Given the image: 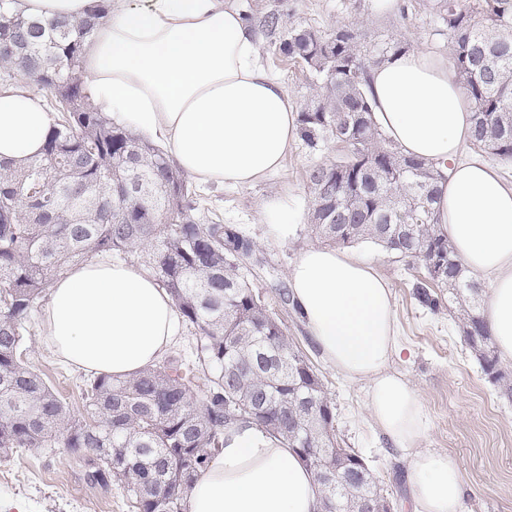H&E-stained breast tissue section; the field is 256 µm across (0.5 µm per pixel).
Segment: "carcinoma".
Returning <instances> with one entry per match:
<instances>
[{
    "mask_svg": "<svg viewBox=\"0 0 512 512\" xmlns=\"http://www.w3.org/2000/svg\"><path fill=\"white\" fill-rule=\"evenodd\" d=\"M12 2L0 0V41L17 46L0 55V84L35 83L50 92L57 116L42 157L22 168L0 161V461L18 448H63L84 463L90 482L119 486L131 512H183L225 432L247 419L297 450L320 487V512H358L359 501L384 499L367 466L351 483L336 482V471L351 466L350 451L337 443L320 374L243 270L251 241L219 221L201 223L202 198L167 151L91 98L82 47L110 0H96L89 17L73 21L32 20ZM434 10L473 105L472 148L511 163L512 0H435ZM264 26L282 30L274 53L312 74L299 113L302 139L349 145V154L306 172L310 237L334 247L373 243L422 266L416 298L436 309L441 299L431 288L448 289L462 311L464 342L511 397L512 379L481 316L483 289L434 223L444 175L399 154L374 120L367 71L410 44L369 45L346 26L287 28L277 13ZM324 182L342 213L318 194ZM99 254L150 270L197 344L191 361L170 354L126 380H88L77 416L21 345L55 278Z\"/></svg>",
    "mask_w": 512,
    "mask_h": 512,
    "instance_id": "1",
    "label": "carcinoma"
}]
</instances>
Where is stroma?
Listing matches in <instances>:
<instances>
[{"label": "stroma", "instance_id": "stroma-1", "mask_svg": "<svg viewBox=\"0 0 512 512\" xmlns=\"http://www.w3.org/2000/svg\"><path fill=\"white\" fill-rule=\"evenodd\" d=\"M258 40L263 64L284 84L298 105L311 93L306 66L273 55L271 37L263 25L272 11L284 13L289 25L323 31L355 24L366 40L396 39L448 52V38L436 34V17L428 0H396L394 9L381 0H236ZM338 145L310 146L297 141L283 169L251 188L212 186L201 196L209 217H221L254 243L245 260L250 280L288 334L320 373L335 417L341 447L354 449L376 471L384 494L396 512H411L405 484L408 460L372 423L365 407L366 387L352 384L328 367L304 325L275 288L286 282L298 254L312 240L307 221L281 228L260 221L264 203L273 196L292 195L304 214L310 206L306 171L339 156ZM355 253L374 260L376 270L391 285L400 339L405 347L394 367L420 391L428 414L421 447L448 451L463 464V512H512V397L504 395L484 373L463 342L451 306L431 311L414 296L423 271L408 266L380 248L363 243ZM26 358L67 398L74 412H82V389L87 373L59 359L41 335V315L33 313L23 340ZM0 512H130L118 488L102 490L86 484L84 473L64 449H19L0 462Z\"/></svg>", "mask_w": 512, "mask_h": 512}]
</instances>
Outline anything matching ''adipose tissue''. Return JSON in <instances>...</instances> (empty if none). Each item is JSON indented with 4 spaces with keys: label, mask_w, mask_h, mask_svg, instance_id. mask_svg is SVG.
<instances>
[{
    "label": "adipose tissue",
    "mask_w": 512,
    "mask_h": 512,
    "mask_svg": "<svg viewBox=\"0 0 512 512\" xmlns=\"http://www.w3.org/2000/svg\"><path fill=\"white\" fill-rule=\"evenodd\" d=\"M93 0H18L36 19L82 17ZM83 77L113 118L160 137L174 165L201 188L247 187L281 168L299 137L296 102L262 65L253 30L233 0H114L82 50ZM379 125L399 151L448 172L437 222L468 269L490 284L481 315L502 360L512 361V183L463 159L473 109L447 57L421 47L368 72ZM51 124L42 97L0 86V160L38 159ZM288 286L324 361L367 386L366 409L409 452L412 512H462L463 468L420 447L425 403L393 368L404 349L393 291L364 257L329 247L299 253ZM43 336L64 362L126 378L175 342L179 316L142 266L107 258L59 277ZM313 472L293 449L238 422L196 477L185 512H317Z\"/></svg>",
    "instance_id": "obj_1"
}]
</instances>
